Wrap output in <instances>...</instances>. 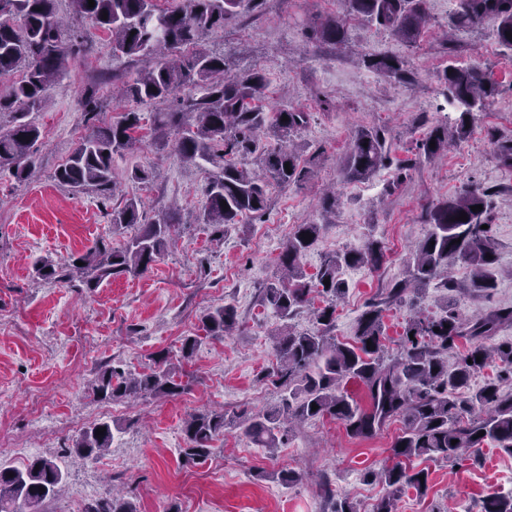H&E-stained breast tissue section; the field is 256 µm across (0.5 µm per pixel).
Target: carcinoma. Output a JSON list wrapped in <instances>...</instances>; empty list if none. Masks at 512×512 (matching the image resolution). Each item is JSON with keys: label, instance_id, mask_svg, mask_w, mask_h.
Listing matches in <instances>:
<instances>
[{"label": "carcinoma", "instance_id": "cac0c4a2", "mask_svg": "<svg viewBox=\"0 0 512 512\" xmlns=\"http://www.w3.org/2000/svg\"><path fill=\"white\" fill-rule=\"evenodd\" d=\"M57 0H0V75L22 73L10 93L0 96V113H12V125L0 130V171L8 170L25 180L38 165L32 146L40 137L39 128L27 117L45 103L48 87L67 72L68 57L86 55L93 44L65 46L56 8ZM74 12L112 36V52L127 57L155 56L160 61L123 82V96L136 105L166 101L174 92L185 90V98L175 112H154L151 126L157 139H171L184 159L202 160L218 168L206 187V203L199 220L223 234L231 224L246 217L261 220L269 209V186L288 187L304 182L311 167L288 149V137L306 128L311 113L298 108L281 110L271 116L254 104L265 86V76L253 72L231 73L230 61L200 47L203 35L238 21L258 6L260 0H185L176 9L161 10L153 0H71ZM350 11L413 45L426 23L424 0H345ZM450 16L452 27L464 30L486 21L495 25L500 46L512 51V0H455ZM107 18H102V15ZM317 40L339 45L346 39L343 20L336 18L314 28ZM364 66L382 77H406V61L397 55H371ZM496 91L488 71L479 66H450L440 75V93L445 103L460 110L450 129L435 128L418 145L415 162L430 160L448 148V138L462 140L470 129L474 109L482 108ZM88 134L54 179L71 191L88 188L107 194L114 188V155L138 141L143 129L141 113L130 110L112 123L97 122L98 104L93 97L84 101ZM288 120H283V117ZM435 147H430V141ZM262 164L261 172L247 167L249 160ZM290 169H285V165ZM394 169L400 180L405 163L393 155L392 143L380 128L363 130L356 136L343 163L350 182L370 179L381 169ZM494 193L476 186L454 200L438 202L427 211L429 229L410 260L409 276L416 285L439 278L440 270L456 261L474 269L470 289L488 294L497 286V245L490 214ZM482 206L474 212L472 207ZM467 221L458 220L460 214ZM112 230L131 228L121 248L101 238L69 265L48 258L33 265L34 277L45 282H68L73 272L93 291L111 278L137 277L149 270L169 248L182 224L179 212L171 210L148 220L141 200L131 197L111 213ZM320 232L318 224H300L279 256L286 276L269 283L262 293L263 305L283 321L292 320L316 291L326 299L314 311L319 328L296 331L292 328L273 335L275 363L265 379L287 393L282 405L256 413L236 416L237 427L256 445L270 452L285 444L288 432L283 420L305 421L329 417L340 421L349 436L370 439L393 421L402 423L401 433L391 446L396 462L378 471L374 479L386 485L389 496L375 512H395V497L405 489L427 490L423 470L407 467L413 457L454 461L461 451L474 452L486 441L512 456V392L505 393L500 382L512 381V340L494 347L486 341L503 324H512V307L482 316L464 318L452 307L434 317H415L405 327L400 350L387 354L384 345L382 312L404 300L406 284L397 282L367 304L359 318L353 341L341 342L331 335L335 327L336 301L348 284L347 268H377L383 261L379 242L370 241L357 251H338L327 256L315 280H306L299 260ZM311 235V240L302 234ZM83 265H77V262ZM330 280L324 286V280ZM208 337H224L237 324L231 304L207 309L201 316ZM372 345H367V342ZM462 348L454 366H448V351ZM481 361H476V357ZM496 368V379L474 387L472 378L487 367ZM171 358L160 353L147 373H133L106 366L98 373L93 393L105 400L124 401L136 397H169L184 386L175 379ZM358 385L367 400L363 406L346 389ZM318 409H312V405ZM226 416L222 412L199 413L186 421L183 453L190 459L208 456L211 442L224 434ZM106 428L99 437L95 431ZM456 444H451V441ZM112 425L100 422L84 430L73 444L80 457H90L111 447ZM65 473L54 461L36 458L23 468L0 467V512H38V507L54 496ZM84 512H137L133 502L112 496L88 503ZM480 512H512V491L486 495Z\"/></svg>", "mask_w": 512, "mask_h": 512}]
</instances>
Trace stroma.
Masks as SVG:
<instances>
[{
	"instance_id": "stroma-1",
	"label": "stroma",
	"mask_w": 512,
	"mask_h": 512,
	"mask_svg": "<svg viewBox=\"0 0 512 512\" xmlns=\"http://www.w3.org/2000/svg\"><path fill=\"white\" fill-rule=\"evenodd\" d=\"M452 0H426L429 22L419 43L406 47L358 17L348 21V39L322 45L312 37L314 23L343 13L340 0H263L242 23H231L202 39L204 47L229 57L236 73L259 71L267 78L262 104L277 112L294 106L311 112L310 126L295 138L312 172L301 186H271L263 221L230 226L215 240L198 223L212 165L184 161L172 147H160L152 132L115 155L113 196L94 190L75 193L53 178L88 132L83 97L92 92L98 117L120 120L130 109L117 89L136 72L153 66L112 53V39L90 22L71 19L69 0H58L67 18L65 40L92 42L93 54L71 58L66 76L50 87L44 108L31 119L41 132L34 145L36 178L0 173V434L10 440L0 466L24 467L36 457L54 460L66 477L62 491L41 512H83L95 499L123 491L137 512H331L320 486L354 500L359 512H372L384 487L366 473L391 461V445L401 430L392 422L371 439L350 437L340 421L324 417L294 427L286 447L269 454L229 428L212 444L210 455L189 463L182 456V426L192 414L224 411L227 416L280 405L282 392L263 383L262 371L274 360L270 340L280 319L262 306L263 285L273 279L279 255L300 224H317V240L300 263L315 274L331 253L361 249L379 241L385 250L376 269H347L345 298L336 307L334 334L352 339L367 303L389 283L403 279L406 259L425 236L426 209L477 184L495 191L493 235L498 243V278L491 298L467 290L470 267L451 265L453 291L427 287L415 306L384 311L385 345L399 349L413 311L436 315L446 295L459 312L473 316L512 307V171L498 161L495 138L512 139V51L499 46L491 23L450 33ZM368 54H394L408 62V78L396 81L366 69ZM477 65L491 72L496 92L474 112L471 133L449 142L433 162L415 163L417 146L456 111L439 112L438 74L448 65ZM334 104L322 111L318 94ZM381 126L395 155L411 161L401 182L385 169L364 182L349 183L341 173L356 134ZM151 172L150 183L132 180L134 170ZM335 195V209L322 200ZM141 198L148 214L178 206L185 228L176 244L143 275L118 277L88 291L79 281L49 284L32 275L36 258L69 262L108 238L121 247L126 230L113 231L110 214L125 198ZM235 305L232 335H203L200 317L211 307ZM186 336L201 337L193 358L177 369L185 386L173 397L112 402L95 396L90 383L106 365L135 372L149 369L154 355L177 357ZM112 425V446L101 457L80 460L69 451L92 424ZM429 474L428 489H408L397 512H479L482 498L512 489V456L483 445L477 457L455 461H412ZM283 469L299 476L284 485Z\"/></svg>"
}]
</instances>
